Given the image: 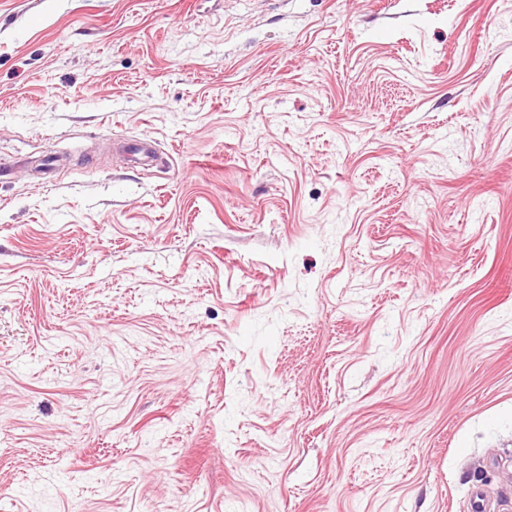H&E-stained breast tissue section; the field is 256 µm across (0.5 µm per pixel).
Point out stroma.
I'll return each mask as SVG.
<instances>
[{
	"label": "stroma",
	"instance_id": "35a3bbf8",
	"mask_svg": "<svg viewBox=\"0 0 512 512\" xmlns=\"http://www.w3.org/2000/svg\"><path fill=\"white\" fill-rule=\"evenodd\" d=\"M478 494L512 512V0H0V512Z\"/></svg>",
	"mask_w": 512,
	"mask_h": 512
}]
</instances>
